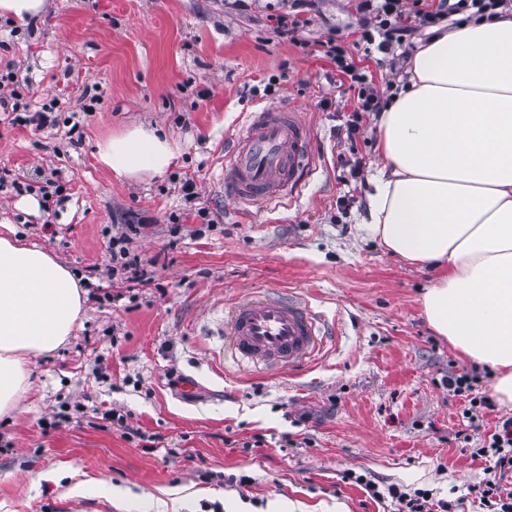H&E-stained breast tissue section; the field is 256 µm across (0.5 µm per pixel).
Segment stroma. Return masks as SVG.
I'll return each mask as SVG.
<instances>
[{
	"label": "stroma",
	"mask_w": 512,
	"mask_h": 512,
	"mask_svg": "<svg viewBox=\"0 0 512 512\" xmlns=\"http://www.w3.org/2000/svg\"><path fill=\"white\" fill-rule=\"evenodd\" d=\"M346 0H318L292 43L272 14L289 0H47L40 19L0 18V60L18 62L31 109L56 101L58 124L0 121V171L54 180L52 213L29 193L0 187V225L52 253L88 290L72 336L31 363V390L0 418V512H389L344 471L405 491L464 497L487 476L472 458L512 406L479 419L468 443L463 398L443 380L467 363L429 325L421 305L431 267L409 263L369 237L370 180L381 166L378 123L350 143L337 129L352 93L309 52L334 37L352 47L358 19ZM276 91L266 95L267 84ZM289 103L313 134L295 199L271 210L229 202L225 147L245 116ZM80 126L79 145L66 122ZM133 125L171 139L162 175L130 182L102 168L96 143ZM193 180L194 197L180 186ZM139 224L132 247L155 259L134 287L112 275V227ZM275 289L307 299L332 332L312 367L264 375L224 360L225 308ZM122 293L119 302L110 294ZM193 378L184 397L168 374ZM118 411L158 435L155 449L103 426ZM262 447H250L254 436ZM66 471L60 482L38 474ZM247 476L245 486L232 477ZM88 490L72 493L75 483Z\"/></svg>",
	"instance_id": "obj_1"
}]
</instances>
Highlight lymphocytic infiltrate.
Returning a JSON list of instances; mask_svg holds the SVG:
<instances>
[{"label":"lymphocytic infiltrate","mask_w":512,"mask_h":512,"mask_svg":"<svg viewBox=\"0 0 512 512\" xmlns=\"http://www.w3.org/2000/svg\"><path fill=\"white\" fill-rule=\"evenodd\" d=\"M359 17L358 37L355 41L362 51L353 57L334 39L318 42L315 53L334 64L339 77L347 80L354 91V108L348 120L337 130L338 136L354 140L363 132V118L386 111L390 95L380 92L369 76L367 61L375 54L389 55L419 30L449 23L458 25L470 20L497 18L505 0H354ZM28 84L18 78L15 63H8L6 73L0 74V112L21 113L22 124L44 128L52 122L53 104L42 105L40 110L29 111L25 101ZM141 232L140 225H122L112 237V273L124 276L126 281H148L149 262L131 248L134 236ZM472 456L486 459L492 464L490 477L475 486L473 493L482 512H512V417L502 420L496 431L481 447L472 449ZM345 483L363 488L370 498L391 500L394 512H456L457 501L435 499L429 489L406 492L398 486L383 485L363 473L347 470Z\"/></svg>","instance_id":"lymphocytic-infiltrate-1"}]
</instances>
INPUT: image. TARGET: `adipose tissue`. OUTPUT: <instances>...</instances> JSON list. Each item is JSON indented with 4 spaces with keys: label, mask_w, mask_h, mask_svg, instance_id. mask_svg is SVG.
<instances>
[{
    "label": "adipose tissue",
    "mask_w": 512,
    "mask_h": 512,
    "mask_svg": "<svg viewBox=\"0 0 512 512\" xmlns=\"http://www.w3.org/2000/svg\"><path fill=\"white\" fill-rule=\"evenodd\" d=\"M378 149L367 233L439 269L421 299L429 324L463 359L496 369L493 390L512 405V18L433 27L379 119ZM174 158L166 136L141 126L96 151L135 182ZM86 297L49 252L0 234V416L30 390L32 360L67 342Z\"/></svg>",
    "instance_id": "1"
}]
</instances>
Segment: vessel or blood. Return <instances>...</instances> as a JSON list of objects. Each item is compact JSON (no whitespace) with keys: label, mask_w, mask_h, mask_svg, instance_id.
I'll return each mask as SVG.
<instances>
[{"label":"vessel or blood","mask_w":512,"mask_h":512,"mask_svg":"<svg viewBox=\"0 0 512 512\" xmlns=\"http://www.w3.org/2000/svg\"><path fill=\"white\" fill-rule=\"evenodd\" d=\"M311 141L310 125L292 106L248 113L224 166L225 198L268 209L293 197ZM224 335L239 364L292 369L315 360L325 343V325L307 304L266 293L236 303L224 318Z\"/></svg>","instance_id":"obj_1"}]
</instances>
